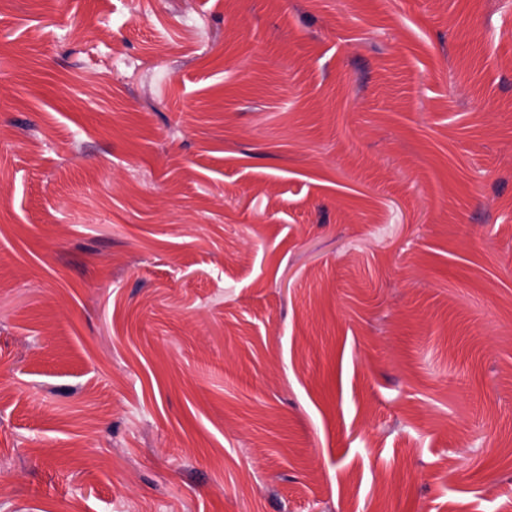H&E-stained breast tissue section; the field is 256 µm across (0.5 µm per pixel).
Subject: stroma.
<instances>
[{"label": "stroma", "mask_w": 512, "mask_h": 512, "mask_svg": "<svg viewBox=\"0 0 512 512\" xmlns=\"http://www.w3.org/2000/svg\"><path fill=\"white\" fill-rule=\"evenodd\" d=\"M0 512H512V0H0Z\"/></svg>", "instance_id": "obj_1"}]
</instances>
